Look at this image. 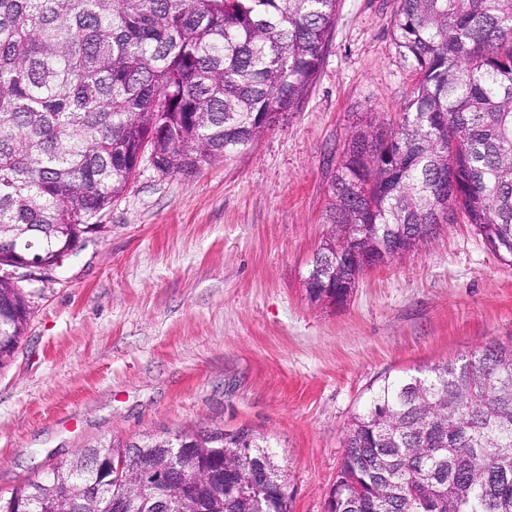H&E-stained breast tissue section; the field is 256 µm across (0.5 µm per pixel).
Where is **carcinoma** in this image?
<instances>
[{
    "instance_id": "carcinoma-1",
    "label": "carcinoma",
    "mask_w": 512,
    "mask_h": 512,
    "mask_svg": "<svg viewBox=\"0 0 512 512\" xmlns=\"http://www.w3.org/2000/svg\"><path fill=\"white\" fill-rule=\"evenodd\" d=\"M339 0H0V267L52 263L103 231L145 150L192 174L298 112ZM419 79L388 130L344 144L331 232L305 281L336 303L347 253L423 245L460 218L512 263V0H398ZM30 317L0 277V369ZM177 465L185 493L146 476ZM252 430L164 433L78 453L0 512H290ZM328 512H512V344L386 377L354 415Z\"/></svg>"
}]
</instances>
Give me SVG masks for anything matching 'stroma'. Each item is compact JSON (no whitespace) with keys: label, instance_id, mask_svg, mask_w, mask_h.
Here are the masks:
<instances>
[{"label":"stroma","instance_id":"1","mask_svg":"<svg viewBox=\"0 0 512 512\" xmlns=\"http://www.w3.org/2000/svg\"><path fill=\"white\" fill-rule=\"evenodd\" d=\"M396 0H340L303 106L192 176L143 161L49 278L0 369V496L100 442L246 426L325 512L347 423L385 376L512 342V266L467 223L362 274L341 306L304 280L336 160L366 114L395 126L416 82Z\"/></svg>","mask_w":512,"mask_h":512}]
</instances>
